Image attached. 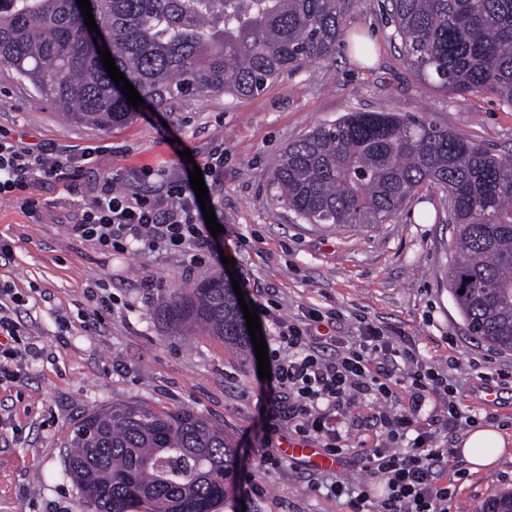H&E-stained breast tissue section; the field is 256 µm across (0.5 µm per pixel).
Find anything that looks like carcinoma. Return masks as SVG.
I'll list each match as a JSON object with an SVG mask.
<instances>
[{
  "label": "carcinoma",
  "instance_id": "cac0c4a2",
  "mask_svg": "<svg viewBox=\"0 0 512 512\" xmlns=\"http://www.w3.org/2000/svg\"><path fill=\"white\" fill-rule=\"evenodd\" d=\"M116 66L151 105L252 97L332 57L353 0H90ZM413 74L450 94L512 107V0H387ZM0 65L79 124L131 115L73 0H0ZM310 224H382L423 185L448 195L451 293L471 336L512 351V160L423 117L349 112L288 144L272 176ZM464 293H459V290ZM238 300L215 276L162 301L175 332L245 346ZM68 471L94 512H219L237 449L193 410L118 405L72 430Z\"/></svg>",
  "mask_w": 512,
  "mask_h": 512
}]
</instances>
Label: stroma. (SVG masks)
<instances>
[{"instance_id":"obj_1","label":"stroma","mask_w":512,"mask_h":512,"mask_svg":"<svg viewBox=\"0 0 512 512\" xmlns=\"http://www.w3.org/2000/svg\"><path fill=\"white\" fill-rule=\"evenodd\" d=\"M382 5L356 0L334 57L279 78L257 97L195 96L163 112L143 105L109 129L69 120L0 66V127L32 147L101 150L95 168L72 183L35 187V198L49 205L42 217L0 198V235L14 244L11 258L0 259V284L24 297L18 317L34 345L22 359V379L0 388V512H93L66 472L67 441L85 414L119 404L194 409L237 448L236 476L252 470L262 453L253 348L214 336H172L153 315L172 290L226 275L219 257L192 266L173 251L108 252L76 239L67 225V213L92 196L99 177H113L125 191H153L145 171L180 175L184 148L201 162L223 148L210 193L226 234L246 242L235 269L274 289L282 317L337 310L343 319L336 333L350 338L368 321L394 349L413 345L423 363L447 369L460 381L462 404L482 426L505 435L509 448L473 473L457 452L466 429L438 433L455 450L447 464L448 512H481L487 500L512 490V351L468 334L450 291L453 231L444 193L425 185L385 223L339 227L300 220L271 183L289 143L352 111L419 113L512 158V107L490 94L454 96L422 84ZM358 37L373 42L369 61L354 51ZM102 281L113 304L97 319L90 292ZM487 385L498 389L496 402L484 401ZM379 410L370 397L355 410L344 441L349 452L334 467L349 486L378 484L355 450L384 446ZM254 483L246 495L233 489L221 512H346L322 489L318 466L303 458L282 459L275 473L256 475Z\"/></svg>"}]
</instances>
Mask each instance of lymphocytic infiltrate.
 I'll return each mask as SVG.
<instances>
[{
  "instance_id": "obj_1",
  "label": "lymphocytic infiltrate",
  "mask_w": 512,
  "mask_h": 512,
  "mask_svg": "<svg viewBox=\"0 0 512 512\" xmlns=\"http://www.w3.org/2000/svg\"><path fill=\"white\" fill-rule=\"evenodd\" d=\"M93 159L90 152L77 157L53 147L33 149L0 131V196L11 198L26 213L39 214L40 203L31 197V189L64 180L70 168ZM182 169L174 180L157 171L167 189L150 197L115 191L112 178H103L93 199L72 211V235L105 251H124L136 243L144 250L183 253L193 263L220 250L235 258L242 239L211 238L190 185L193 166L186 162ZM256 308L274 333L268 344L271 379L259 402L267 436L278 435L286 423L300 439L322 444L326 454L341 460L346 450L340 424H352L358 399L374 397L382 406L379 418L388 445L360 449L359 455L380 477L384 492L374 498L367 487L335 480L328 496L345 498L348 512H448V487L440 479L452 451L437 444L434 431L470 427L476 418L456 401L457 387L447 372L423 363L414 348L406 347L401 352L405 370L395 375L381 365L388 336L367 324L358 341L343 342L331 333L338 312L314 310L286 320L275 305L260 301ZM442 395L447 398L445 415L435 418L433 427L423 426L424 404Z\"/></svg>"
}]
</instances>
